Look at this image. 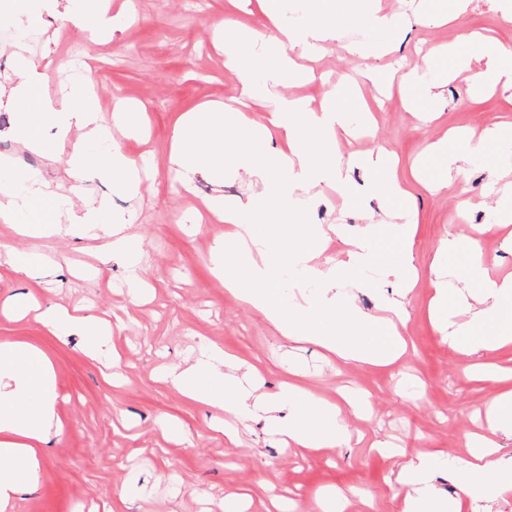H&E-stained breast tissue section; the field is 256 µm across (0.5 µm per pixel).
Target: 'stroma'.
Masks as SVG:
<instances>
[{
  "label": "stroma",
  "instance_id": "1",
  "mask_svg": "<svg viewBox=\"0 0 512 512\" xmlns=\"http://www.w3.org/2000/svg\"><path fill=\"white\" fill-rule=\"evenodd\" d=\"M111 14H124L125 25L110 38L96 40L62 17L44 15V33L18 43L16 26L0 25V79L12 75L17 53L31 58L45 75V91L57 97L81 79H88L92 98L105 125H112V100L138 104L146 113L140 137L119 136L118 142L146 174L140 194L128 198L112 191L95 168L82 175V185L95 199L107 196L113 212L133 211L137 219L129 232L141 242L138 275L143 293L134 300L131 271L121 260L102 265L99 249L105 237L59 234L22 237L0 222V243L19 253H39L45 268L26 275L0 267V303L34 296L43 305L58 304L70 313L93 314L115 323L111 338L118 357L112 370L83 351L80 336H56L37 321L0 314V344L26 342L41 349L55 372V413L64 435L44 447V468L38 486L17 495L14 512H87L90 505H107L112 512H224V499L246 493L249 512H264L263 502L289 495L298 512H310L316 496L327 489L347 492V512H399L396 481L402 460L373 450L377 441L406 445L409 451L437 452L448 460L464 456L466 436L476 430V411L499 391L494 381L475 382L465 373L466 355L444 342L429 302L435 291L429 266L440 240L456 239L448 265L465 278L463 262L472 239H479L492 277L512 274V229L494 226L495 196L489 195L490 174L512 154V95L469 93L464 78L444 87L442 115L422 123L415 110L421 98L402 100L384 86L365 85L368 100H382L373 137L344 139L343 156L379 148L396 154L403 165H418L426 180L447 179L445 161L427 152L429 143L447 139L451 128L481 130L500 118L504 140L473 158L465 178L447 179L439 193L413 186L417 231L415 264L420 279L408 297L409 319L401 332L409 354L387 367L349 365L309 342L288 341L247 304L229 293L212 272L211 257L224 239V225L205 220L203 202L221 195L246 198L249 181L242 174L225 175L223 184L197 177L185 189L170 162L171 137L184 113L203 103L223 100L237 82L224 67V48L216 38L226 20L251 22L249 4L235 9L227 0H110ZM434 16L448 13L445 25L415 19V6L401 20L406 33L399 54L416 60L415 46L445 45L472 33L491 34L512 49V26L496 24L497 0H471L456 14L455 0H425ZM359 31L342 27L338 41L327 44L314 62L316 81L296 87L279 86V94L301 95L320 103L326 85L356 78L359 62L346 50L362 40ZM9 107L0 108V160L13 170L38 178L50 188L68 185L66 160L71 141H58L52 152L23 148L6 132ZM448 141V151L463 146ZM405 201L394 202L397 210ZM376 200L349 209L335 186L323 184L309 206L310 224H365ZM488 225L482 236L473 229ZM217 346L244 364L256 366L260 392L271 394L288 378L289 362L303 371L301 384L316 396L341 404L352 439L343 448L300 452L282 448L264 419L239 429L230 443L211 427L219 409L183 396L159 376L166 366L191 364L203 348ZM355 390L367 396L370 414L357 416L344 406L342 394ZM166 419L177 436L164 437L157 425ZM434 471V482L454 492L448 468ZM138 482L145 491L121 501L123 489Z\"/></svg>",
  "mask_w": 512,
  "mask_h": 512
}]
</instances>
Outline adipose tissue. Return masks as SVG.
<instances>
[{"mask_svg":"<svg viewBox=\"0 0 512 512\" xmlns=\"http://www.w3.org/2000/svg\"><path fill=\"white\" fill-rule=\"evenodd\" d=\"M307 8L295 20H287V0H258L264 17L262 25H225L224 66L238 78L232 94L223 103H205L184 116L172 141V162L184 180L194 175L216 176L219 158L230 156L234 170L243 171L255 190L247 199L232 202L209 200L205 206L218 221L230 224L232 249L217 247L213 269L225 288L266 319L285 338L322 346L337 358L353 364H393L405 351L397 330L406 311L403 299L415 287L419 275L414 264L416 226L399 225L400 244L387 262H379L377 239L384 219L369 217L367 224L325 230L318 224H304L296 241L258 233L288 213L304 216L305 204L320 183L335 182L351 206L365 199L390 204L410 196L411 179L419 171L403 176L398 165L388 163L387 153L367 152L359 165L370 173L368 182L350 183L336 152L340 134H372L375 119L364 106L358 91L340 94L328 91L319 107L303 98L276 94L284 82H307L311 74L302 64L323 43L337 40V15L361 19L371 37L349 48L362 60L386 55L389 36L400 31L396 11L382 9L377 0H305ZM62 12L80 30L97 34L111 32L114 17L102 7V0H13L10 15L25 14L31 29H38L43 14ZM435 50H427L420 65L403 73L400 92L418 90L430 108L425 121L438 118L439 82L435 79ZM472 89H512V51L482 44L480 50L461 57ZM44 74L33 61H21L8 80L0 81V103L14 113L12 133L24 147L49 150L47 132L57 140L77 133L67 160L71 183L65 192L52 191L31 177L0 166V221L15 225L20 235H54L104 232L108 241L103 262L119 256L133 261L139 242L125 232L132 214H116L107 200L87 201L80 180L89 166H97L100 177L114 191L134 196L141 189L138 168L112 141L99 122L85 95L48 97ZM269 102L267 123L252 121L247 103ZM235 130L236 139L226 137ZM335 233L346 245L342 260L320 263L328 233ZM455 243L443 239L431 265L435 295L432 313H445L448 346L469 354H490L512 345V276L491 278L480 246H472L466 261L467 279L480 287L478 295L459 296L452 310H444L447 290L440 280L441 264ZM379 270L393 279L397 296L383 299L381 306L393 314L388 324L366 315L353 298L342 295L344 283L371 287L367 273ZM343 316H336V309ZM39 321L59 336H83L88 355L100 356L110 343L112 328L100 317L73 316L57 305L44 307ZM231 361L223 350L211 348L189 367L171 372L175 387L186 397L224 410L244 421L264 413L283 447L312 450L341 448L350 435L339 405L315 398L292 382L283 383L271 396L254 395L252 388L225 374ZM55 374L49 358L24 342L0 346V512H9L16 494L37 486L50 436L61 435L63 425L56 418ZM487 431L468 435L467 456L451 467L456 485L455 499H448L433 483L436 455L424 452L409 458L396 481L404 486L401 512H461L463 504L490 502L512 491V455L502 454L500 436L512 437V388L500 390L487 410ZM501 477L498 485L482 480L486 472Z\"/></svg>","mask_w":512,"mask_h":512,"instance_id":"obj_1","label":"adipose tissue"}]
</instances>
